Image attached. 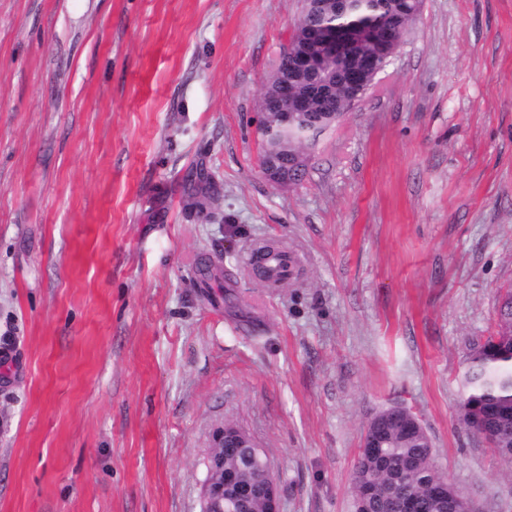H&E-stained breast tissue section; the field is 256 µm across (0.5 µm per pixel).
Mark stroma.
Returning a JSON list of instances; mask_svg holds the SVG:
<instances>
[{
    "instance_id": "stroma-1",
    "label": "stroma",
    "mask_w": 512,
    "mask_h": 512,
    "mask_svg": "<svg viewBox=\"0 0 512 512\" xmlns=\"http://www.w3.org/2000/svg\"><path fill=\"white\" fill-rule=\"evenodd\" d=\"M300 9L0 0V512H201L227 421L281 512H353L394 403L477 512H512V458L457 420L512 287V0H422L275 186L253 121ZM267 240L275 288L244 265Z\"/></svg>"
}]
</instances>
